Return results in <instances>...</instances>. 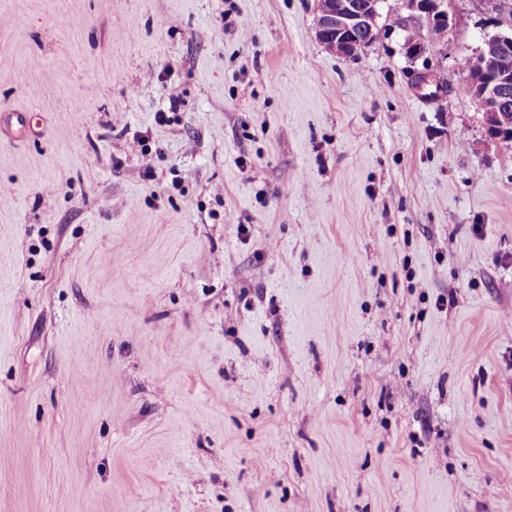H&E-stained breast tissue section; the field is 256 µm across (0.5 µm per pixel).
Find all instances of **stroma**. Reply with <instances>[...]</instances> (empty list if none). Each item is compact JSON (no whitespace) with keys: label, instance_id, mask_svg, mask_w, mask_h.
I'll return each mask as SVG.
<instances>
[{"label":"stroma","instance_id":"35a3bbf8","mask_svg":"<svg viewBox=\"0 0 512 512\" xmlns=\"http://www.w3.org/2000/svg\"><path fill=\"white\" fill-rule=\"evenodd\" d=\"M441 7L0 0V512H512V0ZM335 1L317 0L322 8L318 9L315 38L328 51L354 59L360 52L378 43L381 29L374 26H378L380 5L383 1L368 0L369 6L364 8L359 0H340L337 9L338 1ZM367 9L369 11L366 12ZM365 30L364 38L373 44H367V41L360 38ZM438 0H409V10L417 12L425 20L430 32L441 36L448 30L449 18L439 10ZM511 49L512 25L508 30H499L487 36L477 56L489 53L481 57L480 66L473 67L470 60L463 66L464 70L470 71L469 83L475 92L474 100L483 110L488 134L501 141L512 140V106L506 105L510 87L512 94V68L501 70L508 60L490 51L509 53ZM481 67L495 74H487Z\"/></svg>","mask_w":512,"mask_h":512}]
</instances>
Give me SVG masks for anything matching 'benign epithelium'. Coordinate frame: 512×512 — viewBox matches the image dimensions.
<instances>
[{
  "label": "benign epithelium",
  "instance_id": "benign-epithelium-1",
  "mask_svg": "<svg viewBox=\"0 0 512 512\" xmlns=\"http://www.w3.org/2000/svg\"><path fill=\"white\" fill-rule=\"evenodd\" d=\"M318 9L315 26L316 40L328 51L345 58H356L369 44L360 38L363 31L378 25L382 0H369L364 8L358 0H317ZM409 10L425 20L430 32L441 36L448 30V15L439 9L438 0H409ZM487 36L479 54L491 50H512V25ZM469 83L475 92L474 100L483 110L488 134L501 141L512 140V106L506 105L512 91V68L495 74L486 73L476 65L469 72Z\"/></svg>",
  "mask_w": 512,
  "mask_h": 512
}]
</instances>
